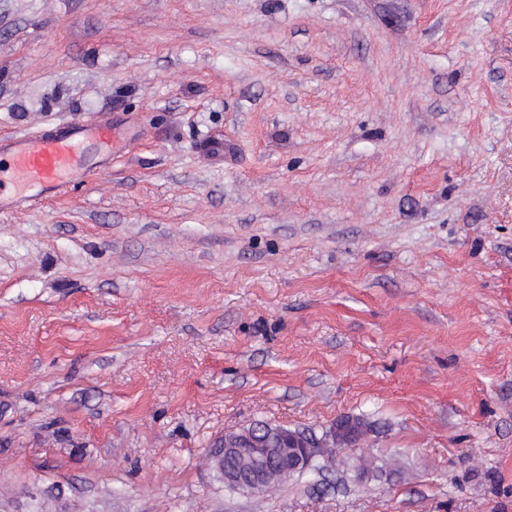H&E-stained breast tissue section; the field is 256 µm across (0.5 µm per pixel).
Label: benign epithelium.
I'll return each instance as SVG.
<instances>
[{
	"label": "benign epithelium",
	"mask_w": 512,
	"mask_h": 512,
	"mask_svg": "<svg viewBox=\"0 0 512 512\" xmlns=\"http://www.w3.org/2000/svg\"><path fill=\"white\" fill-rule=\"evenodd\" d=\"M367 431V425L345 419L317 437L262 421L224 432L214 455L226 487L261 494L293 474L323 473L338 449L360 447Z\"/></svg>",
	"instance_id": "obj_1"
}]
</instances>
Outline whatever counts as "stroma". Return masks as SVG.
<instances>
[{"instance_id": "1", "label": "stroma", "mask_w": 512, "mask_h": 512, "mask_svg": "<svg viewBox=\"0 0 512 512\" xmlns=\"http://www.w3.org/2000/svg\"><path fill=\"white\" fill-rule=\"evenodd\" d=\"M102 114L0 213V512H512V0H0V136ZM127 146L126 131L105 117L0 137V206L5 198L34 207L62 197L76 179L105 167ZM367 431V425L345 419L317 437L262 421L225 431L214 455L226 487L261 494L293 474H322L339 448H360Z\"/></svg>"}]
</instances>
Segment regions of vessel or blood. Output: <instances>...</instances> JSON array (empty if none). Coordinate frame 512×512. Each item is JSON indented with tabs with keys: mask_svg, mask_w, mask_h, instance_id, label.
<instances>
[{
	"mask_svg": "<svg viewBox=\"0 0 512 512\" xmlns=\"http://www.w3.org/2000/svg\"><path fill=\"white\" fill-rule=\"evenodd\" d=\"M127 145L126 131L105 117L0 137V202L11 198L33 207L63 196Z\"/></svg>",
	"mask_w": 512,
	"mask_h": 512,
	"instance_id": "1",
	"label": "vessel or blood"
}]
</instances>
